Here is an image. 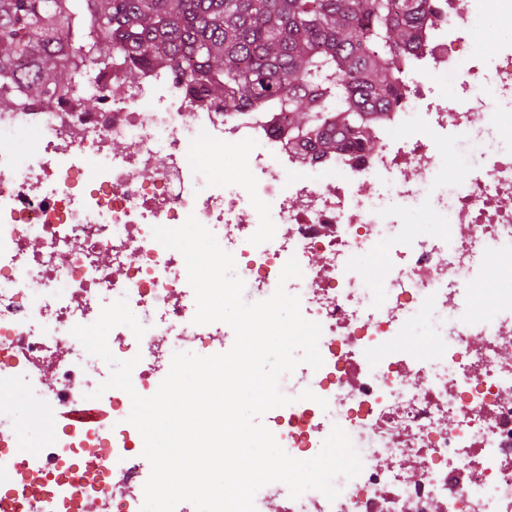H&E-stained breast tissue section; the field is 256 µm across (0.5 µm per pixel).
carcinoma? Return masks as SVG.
<instances>
[{"instance_id": "1", "label": "carcinoma", "mask_w": 512, "mask_h": 512, "mask_svg": "<svg viewBox=\"0 0 512 512\" xmlns=\"http://www.w3.org/2000/svg\"><path fill=\"white\" fill-rule=\"evenodd\" d=\"M427 0H0V105L53 102L72 71L129 57L172 68L224 113H288L301 152L374 147L371 116L398 99L392 59L419 44Z\"/></svg>"}]
</instances>
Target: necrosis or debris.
Returning <instances> with one entry per match:
<instances>
[{"mask_svg":"<svg viewBox=\"0 0 512 512\" xmlns=\"http://www.w3.org/2000/svg\"><path fill=\"white\" fill-rule=\"evenodd\" d=\"M487 15L511 28L512 0H429L367 153L300 155L287 113L228 116L152 68L134 83L116 67L78 70L65 100L0 112V386L72 415L28 457L0 424V512H141L150 472L131 399L96 395L106 376L71 330L126 299L146 331L114 327L108 344L137 358L145 397L169 371L173 339L224 352L232 328L194 323L185 260L152 235L191 216L233 255L246 302L281 284L322 327V367L282 377L292 402L264 425L303 460L340 426L362 461L337 479L335 500L271 483L256 512H512V278L476 299L491 260H512V146L448 180L457 143L512 132V39L472 28ZM450 75L448 96L439 81ZM412 166L425 185L403 177ZM367 182L391 185V201L363 195ZM376 253L372 281L364 263ZM292 258L302 275L280 282ZM424 310L437 339L418 357L403 337ZM307 389L315 400L301 399Z\"/></svg>","mask_w":512,"mask_h":512,"instance_id":"1","label":"necrosis or debris"}]
</instances>
